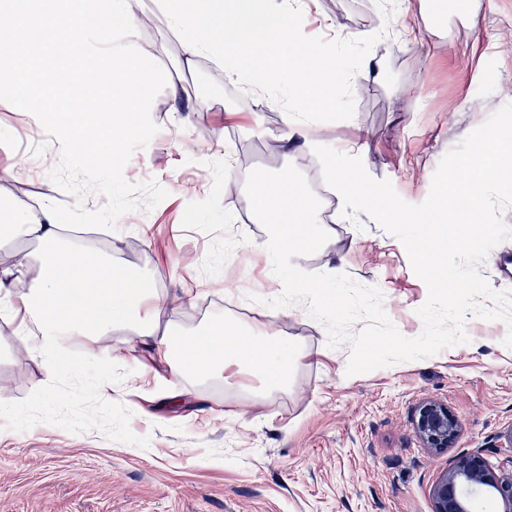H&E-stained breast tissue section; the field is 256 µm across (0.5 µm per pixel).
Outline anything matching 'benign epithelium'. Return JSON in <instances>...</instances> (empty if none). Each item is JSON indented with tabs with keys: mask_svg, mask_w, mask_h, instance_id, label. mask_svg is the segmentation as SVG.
Instances as JSON below:
<instances>
[{
	"mask_svg": "<svg viewBox=\"0 0 512 512\" xmlns=\"http://www.w3.org/2000/svg\"><path fill=\"white\" fill-rule=\"evenodd\" d=\"M414 428L422 447L435 452L454 447L462 432L448 405L431 399L418 406ZM479 497L494 502L496 512H512V469L496 470L479 455H462L431 488L433 512H471Z\"/></svg>",
	"mask_w": 512,
	"mask_h": 512,
	"instance_id": "obj_1",
	"label": "benign epithelium"
}]
</instances>
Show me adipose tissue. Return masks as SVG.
Segmentation results:
<instances>
[{
  "label": "adipose tissue",
  "instance_id": "1",
  "mask_svg": "<svg viewBox=\"0 0 512 512\" xmlns=\"http://www.w3.org/2000/svg\"><path fill=\"white\" fill-rule=\"evenodd\" d=\"M26 237L37 239L42 247L37 286L25 294L14 293L8 272L1 271L0 319L13 324L19 335L37 325L39 334L26 351L44 366L63 365L73 337L120 327L127 334L123 352L152 346L177 377L233 369L258 379L262 389L287 387L298 357L268 334L239 329L230 334L219 321L176 342L159 335L165 305L150 282L118 271L100 255L65 248L52 206L37 216L16 213L0 226L1 245Z\"/></svg>",
  "mask_w": 512,
  "mask_h": 512
}]
</instances>
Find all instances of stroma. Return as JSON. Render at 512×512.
I'll return each mask as SVG.
<instances>
[{
    "label": "stroma",
    "mask_w": 512,
    "mask_h": 512,
    "mask_svg": "<svg viewBox=\"0 0 512 512\" xmlns=\"http://www.w3.org/2000/svg\"><path fill=\"white\" fill-rule=\"evenodd\" d=\"M426 0H304L306 33L326 40L387 35L370 57L379 73L354 76L351 119L316 122L310 142L278 153L268 141L283 129V109L242 93L205 57L185 55L166 15L139 28V50L160 64L167 84L155 98L157 133L137 149L123 175L156 180L169 195L151 211L123 215L95 237L63 244L111 258L153 281L162 299L179 300L161 325L179 335L215 321L259 328L294 347L300 360L287 389L253 394L248 378H198L178 390L166 364L142 350L112 361L122 329L98 336L100 360L70 352L48 372L0 323V512H432L430 489L458 456L512 465V349L499 320L467 315L468 343L367 373L347 375L350 349L327 345L325 326L293 304L251 316L257 298L281 295L266 231L247 205L256 168L294 165L311 188L323 186L314 146L360 157L367 173L390 181L407 202L426 200L441 159L502 105L512 102V0H471L466 13L429 16ZM206 77L205 99L180 91ZM46 144L34 155L37 144ZM60 156L30 114L0 105V209L41 212L76 198L49 172ZM319 222L327 242L294 257L300 269L345 274L378 286L398 330L417 336L428 297L403 244L366 214L342 217L328 189ZM8 256L26 264L17 293L36 285L41 249L15 240ZM112 382L111 399L95 383ZM445 403L462 433L431 452L414 430L419 404Z\"/></svg>",
    "instance_id": "1"
}]
</instances>
